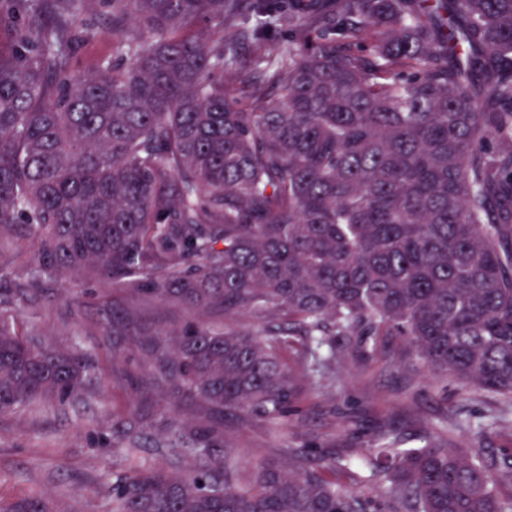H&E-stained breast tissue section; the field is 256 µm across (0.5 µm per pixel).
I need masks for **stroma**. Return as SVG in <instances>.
<instances>
[{
	"label": "stroma",
	"mask_w": 512,
	"mask_h": 512,
	"mask_svg": "<svg viewBox=\"0 0 512 512\" xmlns=\"http://www.w3.org/2000/svg\"><path fill=\"white\" fill-rule=\"evenodd\" d=\"M90 31L75 53V69L92 71L112 60V33L90 9L79 19ZM32 258L28 239H14L0 254V288H20ZM39 302L19 309L17 326L43 344L78 349L95 366L87 390L65 402L20 408L0 415V505L40 496L54 512H112L110 489L116 476L138 461L191 472L197 462L187 448L162 447L158 429L147 432V447L134 451L112 445V414L127 411L138 396L121 379L124 351L112 335V316L131 305L106 280L90 281L74 274L45 283ZM389 358L365 361L345 356L336 366L328 390L307 389L300 411L277 432L259 421L232 423V444L245 468L277 457L279 449L316 454L355 455L367 448L379 428L399 427L416 437L425 424L447 420L456 440L471 442L464 422L499 408L492 396L443 397L428 385L427 368L401 359L398 345Z\"/></svg>",
	"instance_id": "1"
}]
</instances>
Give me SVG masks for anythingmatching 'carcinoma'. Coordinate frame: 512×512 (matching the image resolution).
<instances>
[{
    "label": "carcinoma",
    "mask_w": 512,
    "mask_h": 512,
    "mask_svg": "<svg viewBox=\"0 0 512 512\" xmlns=\"http://www.w3.org/2000/svg\"><path fill=\"white\" fill-rule=\"evenodd\" d=\"M21 2L0 48V253L16 236L33 256L0 299V415L92 378L85 355L18 331L14 307L50 279L107 276L191 312L148 334L130 310L112 333L143 354L128 376L171 399L165 447L198 449L189 475L116 478L112 512H512V455L488 465L446 420L418 448L386 426L355 456L283 448L249 471L224 424L276 432L346 354L400 336L433 388L508 407L470 434L512 437V0H288L286 40L238 29L271 0ZM95 5L118 64L86 73L71 58ZM243 317L256 328L227 326ZM137 412L113 419L112 447H145Z\"/></svg>",
    "instance_id": "cac0c4a2"
}]
</instances>
